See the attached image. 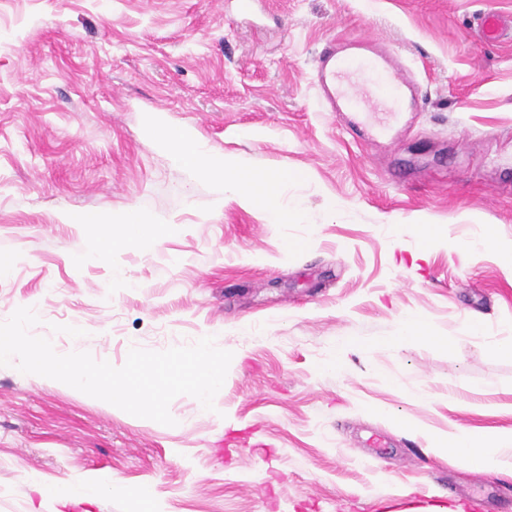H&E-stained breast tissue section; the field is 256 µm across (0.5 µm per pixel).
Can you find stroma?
<instances>
[{
  "mask_svg": "<svg viewBox=\"0 0 512 512\" xmlns=\"http://www.w3.org/2000/svg\"><path fill=\"white\" fill-rule=\"evenodd\" d=\"M485 12L512 0H0V322L32 308L33 335L116 367L233 353L214 411L179 396L172 426L0 367V512H512L511 477L428 452L452 423L512 428V35L485 42ZM367 41L421 92L389 140L314 83L323 48ZM160 121L288 170L301 218L178 162ZM134 213L158 231L94 254ZM486 225L497 247L464 250ZM409 312L435 342L383 347Z\"/></svg>",
  "mask_w": 512,
  "mask_h": 512,
  "instance_id": "obj_1",
  "label": "stroma"
}]
</instances>
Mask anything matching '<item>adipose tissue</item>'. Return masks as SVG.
I'll return each mask as SVG.
<instances>
[{"mask_svg": "<svg viewBox=\"0 0 512 512\" xmlns=\"http://www.w3.org/2000/svg\"><path fill=\"white\" fill-rule=\"evenodd\" d=\"M157 131L175 158L191 164L202 176L223 182L225 190L246 206L264 209L270 223L288 224L299 217L297 204L284 196L288 171H252L182 131L164 125ZM432 452L455 455L474 470L512 477V429L488 433L452 425L436 434Z\"/></svg>", "mask_w": 512, "mask_h": 512, "instance_id": "1", "label": "adipose tissue"}]
</instances>
